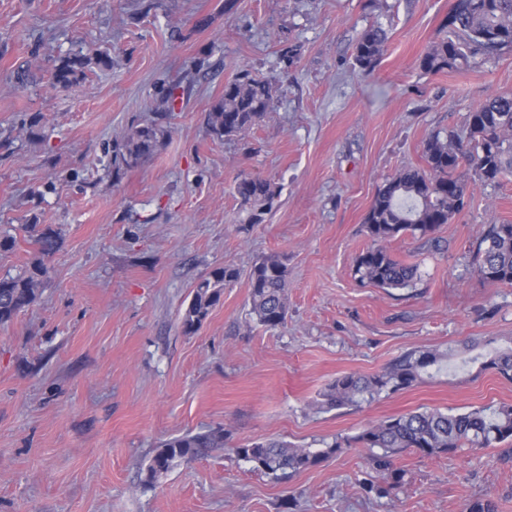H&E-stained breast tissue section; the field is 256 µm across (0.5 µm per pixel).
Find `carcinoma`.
Segmentation results:
<instances>
[{"label":"carcinoma","instance_id":"cac0c4a2","mask_svg":"<svg viewBox=\"0 0 512 512\" xmlns=\"http://www.w3.org/2000/svg\"><path fill=\"white\" fill-rule=\"evenodd\" d=\"M443 27L448 37L434 43L419 58L426 73H441L469 66L479 56L490 60L512 49V0H453ZM388 42L387 30L374 23L357 38L354 65L370 73L378 66ZM111 64L98 53L95 58H63L52 72V85L69 89L85 76L91 63ZM277 89L270 80L260 78L246 67L224 84L223 95L210 107L206 124L218 139H232L258 125L272 111ZM165 130L155 124L135 126L117 142L114 164L130 169L160 145ZM424 168H404L385 180L376 192L364 219L371 245L357 258L354 274L362 283L379 288L410 286L417 268L398 260L388 243L405 235L427 238L465 206L467 181L458 170L467 166L474 180L494 184L512 173V95L489 97L468 115V133L436 132L423 149ZM240 202L241 224H261L273 209L279 189L268 180L244 177L235 185ZM42 258L23 273L0 277V325L13 321L19 312L39 298V287L49 273L43 257L56 248L49 232L36 239ZM477 272L494 284L512 285V224H492L477 244ZM239 276L236 269L221 267L200 279L182 319L186 332L197 331L219 303L224 288ZM251 310L259 324L276 329L286 322L284 301L286 267L277 257L257 263L249 274ZM445 357L433 350L417 349L404 353L383 373L370 377L345 374L323 394L324 403L333 408L352 404L384 390L398 391L413 386L431 371H439ZM503 378L512 380V348L495 350L483 362ZM512 440V405L482 407L448 414L424 410L389 417L365 427L357 435L335 441L327 449L312 452L283 441H253L234 448L235 454L268 474H288L306 470L333 455L358 446L378 448L370 459L373 479L369 490L379 496L402 479L394 467V455L412 450L423 456L453 454L460 448H492ZM224 446L220 429L164 441L147 468L148 479L167 472L179 460H191L209 448Z\"/></svg>","mask_w":512,"mask_h":512}]
</instances>
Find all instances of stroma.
Returning <instances> with one entry per match:
<instances>
[{
  "mask_svg": "<svg viewBox=\"0 0 512 512\" xmlns=\"http://www.w3.org/2000/svg\"><path fill=\"white\" fill-rule=\"evenodd\" d=\"M452 0H0V276L57 246L38 301L0 326V512H512V441L396 461L380 497L367 448L287 475L254 470L233 449L280 439L319 451L416 410L512 404V382L479 359L512 346V286L486 282L474 249L512 224V175L470 185L432 241L390 243L415 265L406 288L360 284L363 218L383 182L423 166L436 132L512 94V51L460 72L418 59L444 37ZM388 43L371 74L353 45L372 23ZM294 50L282 61V45ZM107 53L73 88H52L65 56ZM275 82L277 99L244 135L220 140L206 114L240 68ZM181 80L174 111L162 96ZM166 131L137 168L112 150L136 125ZM243 177L280 195L264 223H239ZM35 232H28V225ZM287 267V319L250 314L249 273ZM229 266L238 279L185 333L196 281ZM446 353L437 374L338 408L337 377L383 372L402 353ZM223 429L224 445L148 480L162 442Z\"/></svg>",
  "mask_w": 512,
  "mask_h": 512,
  "instance_id": "1",
  "label": "stroma"
}]
</instances>
